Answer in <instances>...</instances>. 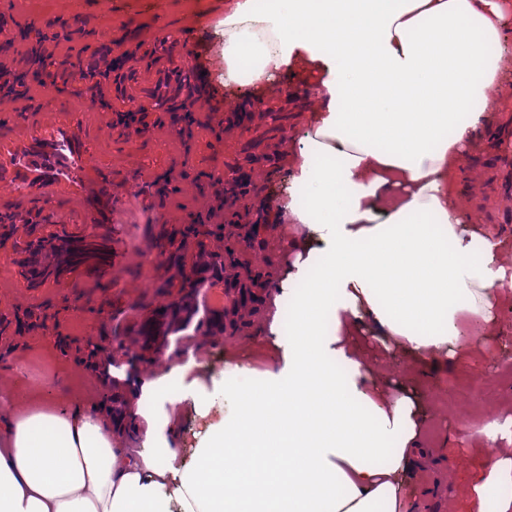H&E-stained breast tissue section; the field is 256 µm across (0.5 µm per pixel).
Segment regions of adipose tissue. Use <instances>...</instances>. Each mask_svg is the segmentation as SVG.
Wrapping results in <instances>:
<instances>
[{
	"label": "adipose tissue",
	"instance_id": "obj_1",
	"mask_svg": "<svg viewBox=\"0 0 512 512\" xmlns=\"http://www.w3.org/2000/svg\"><path fill=\"white\" fill-rule=\"evenodd\" d=\"M512 0H229L224 79L256 87L305 65L319 106L293 176L307 189L276 206L303 228L280 281L304 288L296 330L258 359H283L262 383L214 387L234 416L211 421L185 366L142 447L117 442L101 408L30 399L0 413V512H407V474L424 421L381 390L353 339L362 318L417 360L463 357L494 329L496 244L466 225L456 170L503 82L500 44ZM477 321L461 337L459 311ZM347 364L343 376L328 360ZM368 403L371 417L356 409ZM207 422L181 453L177 416Z\"/></svg>",
	"mask_w": 512,
	"mask_h": 512
}]
</instances>
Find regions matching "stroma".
I'll list each match as a JSON object with an SVG mask.
<instances>
[{
	"instance_id": "1",
	"label": "stroma",
	"mask_w": 512,
	"mask_h": 512,
	"mask_svg": "<svg viewBox=\"0 0 512 512\" xmlns=\"http://www.w3.org/2000/svg\"><path fill=\"white\" fill-rule=\"evenodd\" d=\"M225 0H53L40 14L42 33H62L66 20L84 23L87 33L74 38L72 56L92 64L96 40L112 43L127 66L161 65L176 83L191 85L195 64L209 74L206 105L184 121L176 102L156 96L144 123L127 128L124 137L93 142L91 161L111 163L116 187L129 190L124 213L97 227L111 256L100 265L83 264L59 278L33 285L23 272L28 239L11 236L0 242V407L13 401L12 390L48 389L61 407L101 399V383L83 361L88 343L123 339L134 346L141 314L165 299L163 284L171 271L156 240L163 231L186 224L223 223L230 216L249 222L232 193L229 173L250 165L256 173L258 199L264 200L265 230L236 270L238 280L268 275L258 314L244 317L229 340L242 363H249L253 343L266 338V322L275 305H286L277 288L290 253L279 239L297 233V225L274 223L275 203L287 195L289 162L300 148L316 100L309 93V73H275L260 91L224 84ZM190 43V59L175 58L179 44ZM261 96L244 126L228 124V115L243 102ZM490 120L478 146L460 161L458 187L470 225L498 241L496 262L512 276V220L487 224L486 206L512 217V193L489 194L487 180L512 183V87L494 92ZM368 372L386 390L410 395L425 412V426L412 457L414 498L410 512H471L472 486L486 475L488 449L512 456V431H496L497 422L512 424V301L496 310L492 336L468 360L443 354L417 362L394 340H382L370 320L357 336ZM225 341L199 340L192 347L194 372L206 384L248 386L263 375L230 373ZM476 371L488 379L483 388L460 398V376Z\"/></svg>"
}]
</instances>
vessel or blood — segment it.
Returning a JSON list of instances; mask_svg holds the SVG:
<instances>
[{"mask_svg":"<svg viewBox=\"0 0 512 512\" xmlns=\"http://www.w3.org/2000/svg\"><path fill=\"white\" fill-rule=\"evenodd\" d=\"M167 71L155 67L138 74L134 84L115 82L106 65L92 70L89 80L95 94L85 109L101 112L99 95L116 97L127 105L145 106L150 89L165 80ZM25 120L0 135V182L10 189L9 207L0 222L14 232H25L34 207L53 208V223L99 224L124 208V197L115 192L112 167L91 162L90 142L100 136L122 134L113 122L72 121L60 101L29 103ZM64 207H57V200Z\"/></svg>","mask_w":512,"mask_h":512,"instance_id":"1","label":"vessel or blood"}]
</instances>
